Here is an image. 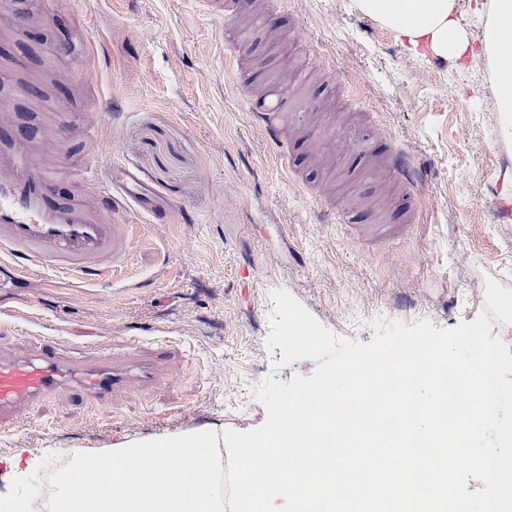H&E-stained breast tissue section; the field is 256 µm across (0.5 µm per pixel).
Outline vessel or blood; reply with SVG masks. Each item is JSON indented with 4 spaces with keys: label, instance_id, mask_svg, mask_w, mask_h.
<instances>
[{
    "label": "vessel or blood",
    "instance_id": "1",
    "mask_svg": "<svg viewBox=\"0 0 512 512\" xmlns=\"http://www.w3.org/2000/svg\"><path fill=\"white\" fill-rule=\"evenodd\" d=\"M254 125L278 154H285L288 141L277 105L255 113ZM303 143L313 163L330 148L320 127L310 128ZM83 145L85 164L64 169L80 188L66 201L54 198L56 174L34 148L12 142L0 148V252L12 257L16 272L37 265L84 279L116 271L133 255L140 237L125 215L140 202V178L128 169L116 184L96 165L102 141L95 128L86 129ZM395 153L391 147L382 155L365 154V167L371 177L386 172L396 178L412 214L420 202L417 177ZM165 359L158 344L119 356L103 344L73 351L53 340L20 353L0 348V427L16 426L31 405L51 396L111 406L113 395L166 375Z\"/></svg>",
    "mask_w": 512,
    "mask_h": 512
}]
</instances>
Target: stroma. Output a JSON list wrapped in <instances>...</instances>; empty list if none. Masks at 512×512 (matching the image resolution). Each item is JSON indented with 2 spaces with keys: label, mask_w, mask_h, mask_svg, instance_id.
<instances>
[{
  "label": "stroma",
  "mask_w": 512,
  "mask_h": 512,
  "mask_svg": "<svg viewBox=\"0 0 512 512\" xmlns=\"http://www.w3.org/2000/svg\"><path fill=\"white\" fill-rule=\"evenodd\" d=\"M249 0H0V98L34 141L65 117L61 162L81 164L83 101L105 110L98 132L115 146L99 164L132 168L183 206L185 224H153L122 274L79 279L0 254V343L27 349L42 336L74 349L131 339L164 341L173 374L116 397L111 408L50 398L0 430V460L16 448L51 470L69 449L219 425L246 432L267 418L255 387L313 375L317 363L281 365L269 350L273 291L286 290L325 329L363 343L377 318L452 330L476 321L486 285L512 289V144L489 110L483 58L411 55L356 0H281L241 29L229 68L224 29ZM97 52V70L83 64ZM336 72L325 82L321 66ZM23 82L26 94L15 95ZM295 84L293 127L340 116L357 131L384 127L412 168L422 208L387 198L355 155L309 165L301 142L274 156L251 112ZM357 224H409L387 240L350 235Z\"/></svg>",
  "instance_id": "stroma-1"
}]
</instances>
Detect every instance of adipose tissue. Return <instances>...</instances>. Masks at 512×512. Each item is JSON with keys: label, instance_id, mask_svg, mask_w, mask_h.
Here are the masks:
<instances>
[{"label": "adipose tissue", "instance_id": "1", "mask_svg": "<svg viewBox=\"0 0 512 512\" xmlns=\"http://www.w3.org/2000/svg\"><path fill=\"white\" fill-rule=\"evenodd\" d=\"M482 25L481 55L488 66L493 108L506 140H512V0H475ZM359 9L394 28L411 54L427 50L463 58L471 47L469 24L458 0H357Z\"/></svg>", "mask_w": 512, "mask_h": 512}]
</instances>
